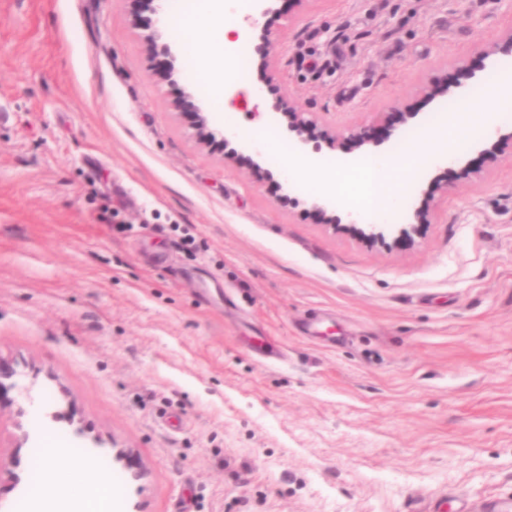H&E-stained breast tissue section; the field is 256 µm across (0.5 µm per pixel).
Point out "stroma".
<instances>
[{
	"label": "stroma",
	"instance_id": "obj_1",
	"mask_svg": "<svg viewBox=\"0 0 512 512\" xmlns=\"http://www.w3.org/2000/svg\"><path fill=\"white\" fill-rule=\"evenodd\" d=\"M155 20L145 0H0V476H21L0 512L55 495L54 437L111 472L114 512H512V143L479 174L468 140L431 166L449 194L382 248L325 227L311 185L283 200L294 151L248 99L275 78L335 134L321 164L362 127L396 126L369 155L397 156L455 107L424 86L487 106L479 52L512 0H284L233 101L239 139L276 145L255 165L196 140L186 58L168 80L145 48Z\"/></svg>",
	"mask_w": 512,
	"mask_h": 512
}]
</instances>
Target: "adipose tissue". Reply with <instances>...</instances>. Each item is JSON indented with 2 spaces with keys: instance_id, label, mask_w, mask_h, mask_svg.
Returning <instances> with one entry per match:
<instances>
[{
  "instance_id": "1",
  "label": "adipose tissue",
  "mask_w": 512,
  "mask_h": 512,
  "mask_svg": "<svg viewBox=\"0 0 512 512\" xmlns=\"http://www.w3.org/2000/svg\"><path fill=\"white\" fill-rule=\"evenodd\" d=\"M224 4L225 0H183L174 24L186 54L202 64L199 80L214 111L225 117L237 88L233 75L243 48L225 38ZM201 24L212 31L215 42L223 44L222 53H214L197 40L195 31ZM390 171L391 163L384 158L366 160L351 168H328L304 161L289 169L290 174L313 183L318 191L344 192L353 212L380 218L390 216L402 202L400 192L391 189ZM62 457L68 459V469L57 467ZM40 483L58 487L59 492L53 498L34 493L28 512H112L111 475L93 457L71 453L61 439H51L40 451Z\"/></svg>"
}]
</instances>
